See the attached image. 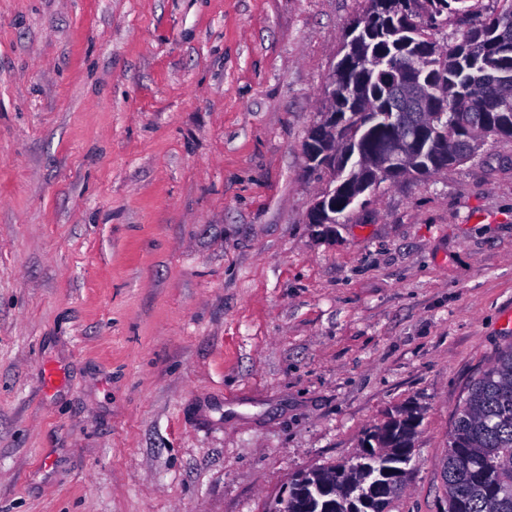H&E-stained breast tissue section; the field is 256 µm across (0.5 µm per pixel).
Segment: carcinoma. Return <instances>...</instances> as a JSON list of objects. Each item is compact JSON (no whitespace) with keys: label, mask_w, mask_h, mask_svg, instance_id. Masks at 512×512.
<instances>
[{"label":"carcinoma","mask_w":512,"mask_h":512,"mask_svg":"<svg viewBox=\"0 0 512 512\" xmlns=\"http://www.w3.org/2000/svg\"><path fill=\"white\" fill-rule=\"evenodd\" d=\"M417 19L410 0H368L353 20L340 61L360 68L336 72V102L357 144L370 151L389 136L386 114L403 116L416 134L423 115L429 143L448 148V165L471 160L479 141L512 139V0L490 13L482 0H424ZM466 30L441 44L431 33L452 24ZM420 414L413 408L367 434L370 452L355 461L300 473L292 482L326 489L288 494L276 512H387L402 492L398 472L414 450ZM448 512H512V346L477 378L457 410L442 467Z\"/></svg>","instance_id":"carcinoma-1"}]
</instances>
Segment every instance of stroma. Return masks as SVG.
<instances>
[{
    "mask_svg": "<svg viewBox=\"0 0 512 512\" xmlns=\"http://www.w3.org/2000/svg\"><path fill=\"white\" fill-rule=\"evenodd\" d=\"M367 6L0 0V512H274L404 406L393 512H447L457 409L512 345V139L309 223Z\"/></svg>",
    "mask_w": 512,
    "mask_h": 512,
    "instance_id": "stroma-1",
    "label": "stroma"
}]
</instances>
